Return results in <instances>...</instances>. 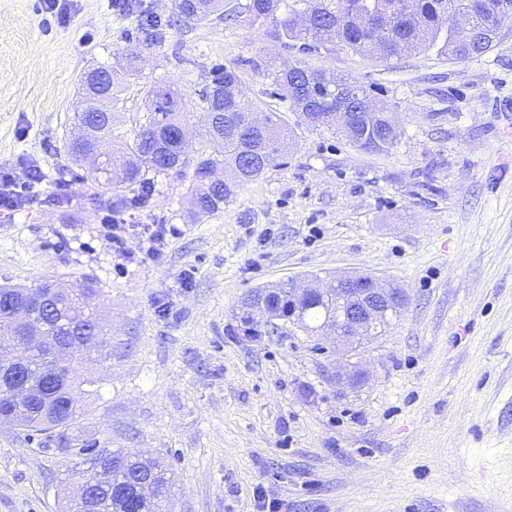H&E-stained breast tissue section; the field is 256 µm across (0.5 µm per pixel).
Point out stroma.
I'll return each instance as SVG.
<instances>
[{"label":"stroma","instance_id":"35a3bbf8","mask_svg":"<svg viewBox=\"0 0 512 512\" xmlns=\"http://www.w3.org/2000/svg\"><path fill=\"white\" fill-rule=\"evenodd\" d=\"M0 0V169L40 166L30 203L0 212V285L93 279L109 330L78 367L95 382L84 424L110 448L162 457L171 512H512V20L491 50L383 60L340 46L309 63L370 86L398 136L383 153L313 128L270 95L259 65L299 56L249 16L189 29L173 0ZM162 25L144 48L142 12ZM133 57L118 132L134 135L147 91L184 94L191 157L212 154L199 95L234 67L294 146L239 183L213 214L189 210L191 170L156 178L117 256L100 199L63 143L81 73ZM166 224L157 260L140 225ZM369 273L404 288L400 318L361 349L371 374L340 392L331 340L298 331L245 339L250 291L315 273ZM73 461L45 436L0 425V512H63Z\"/></svg>","mask_w":512,"mask_h":512}]
</instances>
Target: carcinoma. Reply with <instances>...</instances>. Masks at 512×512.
<instances>
[{"instance_id":"cac0c4a2","label":"carcinoma","mask_w":512,"mask_h":512,"mask_svg":"<svg viewBox=\"0 0 512 512\" xmlns=\"http://www.w3.org/2000/svg\"><path fill=\"white\" fill-rule=\"evenodd\" d=\"M463 0H413L410 15L390 16L393 0H248V3L230 5L226 0H175L177 17L186 27H198L222 20L244 10L252 23L269 27V35L285 45L299 44L307 50L325 44L341 45L355 53H377L389 59L402 53L437 50L438 54L454 59H466L491 49L496 38L484 32V18L473 17L472 37L448 26V15L461 9ZM364 13L371 20L367 26H357L350 19L352 13ZM146 46L162 43L163 33L158 24L145 19L140 24ZM106 81L93 85L79 80L82 91V109L74 113L78 125L91 128L84 143L64 144V150L73 164L79 166L86 158L85 147H101L112 142L116 149L98 154L99 163L90 179L103 186L125 188L140 192L154 185V178L172 169L190 164L185 143L178 140L179 129L184 126L183 94L175 89L151 91L147 94V111L135 130L133 139L115 134L116 113L112 103L118 100V70L105 71ZM263 75L277 87L276 95L291 103L308 125L335 127L323 118L333 112L336 85L355 83V80L330 75L305 60L297 61L294 70L266 67ZM202 109L213 114L207 124L209 141L222 149L223 159L199 157L194 164V183L191 188L193 205L215 213L234 195L240 182L260 177L275 165L288 151V129L277 113L267 117L261 132L250 125L251 114L258 105L246 94L241 80L232 67L222 65L211 71V80L200 94ZM361 103L352 101L345 111L355 113L345 127H336L347 141L368 153L386 151L366 131ZM231 171L232 177L215 176L218 166ZM39 288L54 290V300L45 306L40 318L47 333L53 336L54 350L36 349L30 359L29 374L37 379L52 375L53 383L45 389L44 397L28 404L21 414L23 420L10 418L16 408L17 385L3 376L0 379V420L28 432L46 434L56 443L75 450V457L83 466L89 481L98 492L97 512H158L160 503L172 496V469L162 459H143L138 454L112 450L101 445L94 435L80 427L85 410L77 392L94 384L90 378L80 379L74 364L80 353L73 349L79 340L95 341L106 345V330L96 310L85 307V302L100 292L91 280L82 281L75 288H60L54 280L44 279ZM20 286L0 287V345L14 342L23 336L12 319L13 306L21 300ZM274 309L288 317V285L277 290L255 295L243 302L247 308L245 319L254 321L258 316L256 305ZM336 310L333 297H314L302 305L303 325L325 322Z\"/></svg>"}]
</instances>
